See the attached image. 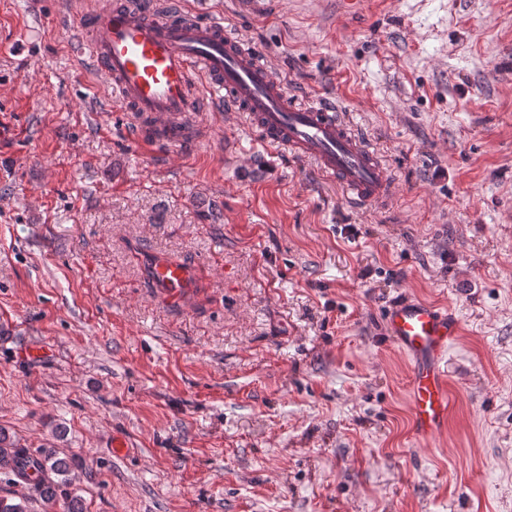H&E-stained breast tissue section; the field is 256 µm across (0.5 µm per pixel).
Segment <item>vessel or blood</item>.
I'll use <instances>...</instances> for the list:
<instances>
[{
	"mask_svg": "<svg viewBox=\"0 0 512 512\" xmlns=\"http://www.w3.org/2000/svg\"><path fill=\"white\" fill-rule=\"evenodd\" d=\"M86 42L76 50L90 74L103 75L128 115L130 139L179 145L195 140L203 98L216 112H246L267 143L312 161L336 178L354 205L386 200L392 182L379 156L344 123L335 101L301 105L286 83L238 35L193 9L167 14L158 0H100L84 13ZM155 287L172 297L192 286L190 267L154 258ZM386 333L412 360L411 420L417 438L444 427L449 392L442 362L456 340L455 316L423 300L390 306Z\"/></svg>",
	"mask_w": 512,
	"mask_h": 512,
	"instance_id": "b4317fda",
	"label": "vessel or blood"
}]
</instances>
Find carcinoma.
Masks as SVG:
<instances>
[{
  "instance_id": "carcinoma-1",
  "label": "carcinoma",
  "mask_w": 512,
  "mask_h": 512,
  "mask_svg": "<svg viewBox=\"0 0 512 512\" xmlns=\"http://www.w3.org/2000/svg\"><path fill=\"white\" fill-rule=\"evenodd\" d=\"M73 462L56 448H21L0 429V471L7 480L27 481L29 493L0 495V512H30L29 503L39 498L63 502V512H83L77 499L65 492Z\"/></svg>"
}]
</instances>
